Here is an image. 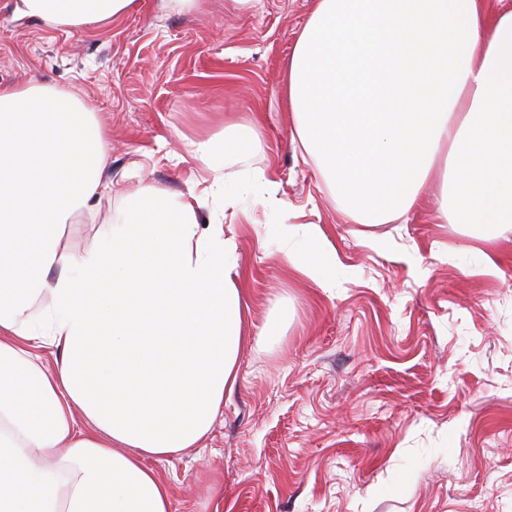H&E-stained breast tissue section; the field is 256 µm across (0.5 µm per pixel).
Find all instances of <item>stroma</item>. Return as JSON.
Wrapping results in <instances>:
<instances>
[{
    "mask_svg": "<svg viewBox=\"0 0 512 512\" xmlns=\"http://www.w3.org/2000/svg\"><path fill=\"white\" fill-rule=\"evenodd\" d=\"M313 0H135L56 27L0 0V85L33 81L93 110L114 192L64 234L89 246L141 183L176 195L237 181L197 142L258 123L276 199L242 192L222 214L239 255L250 344L205 450L153 461L172 512H512V239L438 218L432 177L406 218L369 226L335 208L291 140L288 62ZM264 224L319 225L344 272L322 288L288 268ZM284 299L277 343L259 330Z\"/></svg>",
    "mask_w": 512,
    "mask_h": 512,
    "instance_id": "35a3bbf8",
    "label": "stroma"
}]
</instances>
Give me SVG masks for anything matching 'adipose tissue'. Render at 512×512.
<instances>
[{
	"label": "adipose tissue",
	"mask_w": 512,
	"mask_h": 512,
	"mask_svg": "<svg viewBox=\"0 0 512 512\" xmlns=\"http://www.w3.org/2000/svg\"><path fill=\"white\" fill-rule=\"evenodd\" d=\"M133 0H13V11L77 26ZM440 100L415 124L392 111L408 72ZM293 136L329 195L359 224L416 205L442 172L438 218L482 239L512 234V7L507 0H315L288 66ZM235 156L262 189L258 127L231 124L223 145L196 143L211 165ZM107 145L73 93L0 85V512H171L148 466L204 447L237 380L248 338L233 275L239 257L221 222L200 226L190 200L142 185L122 220L78 250L63 228L112 196ZM173 265L140 279L109 258L156 250ZM35 262H28V254ZM323 288L336 251L319 225L282 250ZM35 393L39 416L20 406Z\"/></svg>",
	"instance_id": "obj_1"
}]
</instances>
